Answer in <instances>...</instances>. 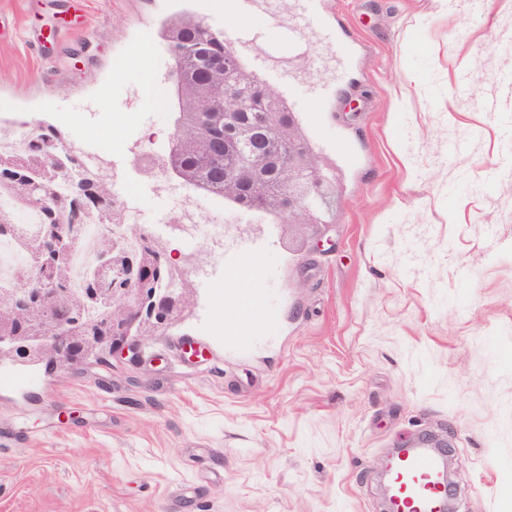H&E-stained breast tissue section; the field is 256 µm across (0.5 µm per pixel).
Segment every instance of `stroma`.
Masks as SVG:
<instances>
[{
	"label": "stroma",
	"instance_id": "stroma-1",
	"mask_svg": "<svg viewBox=\"0 0 512 512\" xmlns=\"http://www.w3.org/2000/svg\"><path fill=\"white\" fill-rule=\"evenodd\" d=\"M347 67L296 98L334 189L322 244L258 217L266 337L224 341V262L184 321L78 370L0 367V512H383L389 448L451 445L460 512H512V0H315ZM213 0H0V123L109 150L134 226L164 232L129 145L164 153L176 100L163 31ZM464 142L461 152L448 148Z\"/></svg>",
	"mask_w": 512,
	"mask_h": 512
}]
</instances>
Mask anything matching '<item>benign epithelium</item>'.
I'll use <instances>...</instances> for the list:
<instances>
[{
    "label": "benign epithelium",
    "instance_id": "obj_1",
    "mask_svg": "<svg viewBox=\"0 0 512 512\" xmlns=\"http://www.w3.org/2000/svg\"><path fill=\"white\" fill-rule=\"evenodd\" d=\"M185 90L194 91L201 103L200 123L212 132L224 129V184L244 193L256 208L277 207L291 225L305 218L311 197L324 192L325 184L321 166L305 140L295 132V113L288 114L286 127L280 123L278 113H264L265 125L276 129L277 134L256 131L247 152L249 161L239 163L241 131L236 113L224 110V101L239 97L238 87L226 85L220 90L213 80L190 81L180 87V91ZM272 169L281 185L275 197L267 191V177ZM80 220L81 215L75 214L74 223L59 227L48 238L45 253L24 287L0 294L3 303L26 297L34 313L43 318L33 332L0 323V362L16 360L15 353L23 349L30 364L47 362L71 370L92 359L98 361L125 351L135 354L142 343L162 334L190 309L185 302L192 295L190 288H178L163 301L155 299V291L148 287L153 272H167L176 263L166 252L150 248L152 238L146 236V248L136 258L115 248L101 253L99 267L90 274V279L100 282L115 271L127 282L117 288L94 289L93 301L100 311L98 321L86 323L78 317L45 320L51 312L43 301L57 292L53 288L55 277H65Z\"/></svg>",
    "mask_w": 512,
    "mask_h": 512
}]
</instances>
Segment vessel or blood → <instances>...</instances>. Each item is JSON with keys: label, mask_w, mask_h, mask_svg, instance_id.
<instances>
[{"label": "vessel or blood", "mask_w": 512, "mask_h": 512, "mask_svg": "<svg viewBox=\"0 0 512 512\" xmlns=\"http://www.w3.org/2000/svg\"><path fill=\"white\" fill-rule=\"evenodd\" d=\"M235 12L244 14L249 27L226 32L229 46L245 55L252 65L269 76L286 98L296 94L288 79L289 71L269 55V46L277 43L284 30L302 32L309 29L323 34L329 31L328 21L315 10L311 0H297L298 9L291 20H284L277 10V0H233ZM264 266L258 247L250 246L224 255V277L260 275ZM268 298L258 289L247 291L232 288L224 291V335L227 341L247 348L254 344V330L265 325ZM434 454L411 451L397 455L391 470V494L398 512H437L447 494Z\"/></svg>", "instance_id": "1"}]
</instances>
